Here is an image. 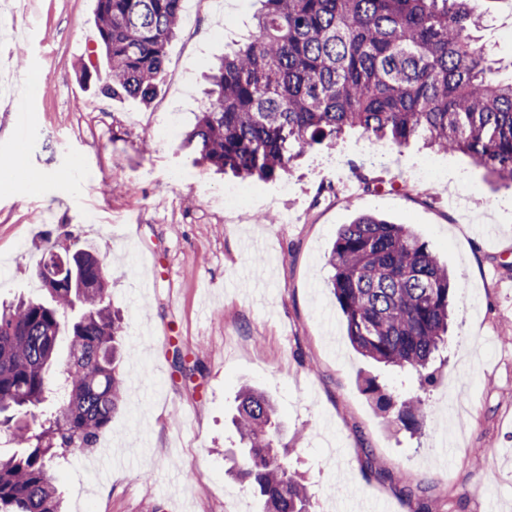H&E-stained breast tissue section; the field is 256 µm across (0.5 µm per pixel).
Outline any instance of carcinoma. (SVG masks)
Listing matches in <instances>:
<instances>
[{
	"label": "carcinoma",
	"mask_w": 512,
	"mask_h": 512,
	"mask_svg": "<svg viewBox=\"0 0 512 512\" xmlns=\"http://www.w3.org/2000/svg\"><path fill=\"white\" fill-rule=\"evenodd\" d=\"M262 2L251 38L208 74V102L185 137L201 160L272 180L293 150L329 147L359 128L395 145L421 138L440 154L463 153L512 185V78L496 77L477 44L485 17L472 0ZM182 10L183 0H97L103 95L151 101ZM327 263L353 347L433 385L455 288L428 244L405 224L362 214L339 228ZM35 275L47 298L0 304V434L19 446L0 454V512H60L55 471L94 449L124 401L126 326L105 261L59 240ZM363 392L393 422L419 426L420 398L372 378ZM235 426V475L264 512H308L307 487L278 451L274 402L242 387Z\"/></svg>",
	"instance_id": "1"
}]
</instances>
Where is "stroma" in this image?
<instances>
[{
  "instance_id": "1",
  "label": "stroma",
  "mask_w": 512,
  "mask_h": 512,
  "mask_svg": "<svg viewBox=\"0 0 512 512\" xmlns=\"http://www.w3.org/2000/svg\"><path fill=\"white\" fill-rule=\"evenodd\" d=\"M476 37L501 77L512 76V0H478ZM256 0H198L167 46L157 93L144 105L109 98L96 0H31L0 44L12 80L41 78L12 103L0 98V157L24 181L0 183V300L42 292L34 269L47 240L71 233L112 268V300L127 323L125 374L139 396L100 435L116 463L100 493L96 451L57 474L64 512H261L233 475L231 418L241 387L278 404L291 467L310 512H512V187L464 154L441 157L432 189L416 186L422 141L389 145L374 166L380 190L346 191L378 140L348 130L307 150L279 178L250 179L243 213L205 199L242 177L198 162L182 140L205 101V75L254 29ZM475 188L449 205L461 180ZM376 213L409 225L460 283L448 358L433 387L361 356L330 288L327 252L341 225ZM261 214L274 223L258 222ZM372 376L421 394L410 433L363 392ZM411 483H403L402 473Z\"/></svg>"
}]
</instances>
